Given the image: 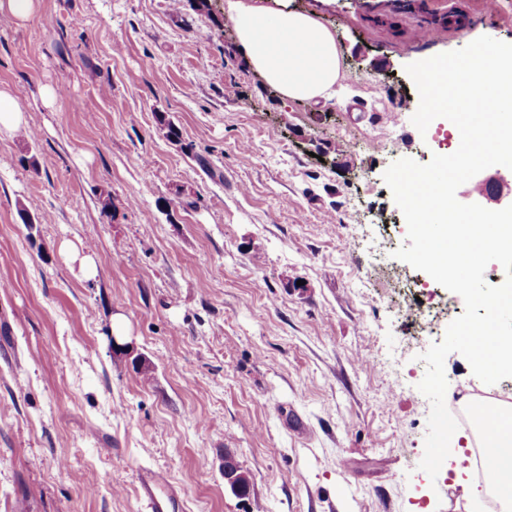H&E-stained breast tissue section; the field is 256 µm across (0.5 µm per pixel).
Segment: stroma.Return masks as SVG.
<instances>
[{
  "label": "stroma",
  "instance_id": "stroma-1",
  "mask_svg": "<svg viewBox=\"0 0 512 512\" xmlns=\"http://www.w3.org/2000/svg\"><path fill=\"white\" fill-rule=\"evenodd\" d=\"M448 2L290 0L342 53L316 104L270 92L224 0H39L0 24V89L26 118L0 135V512H141L143 468L184 512H493L473 453L419 467L420 356L462 298L436 288L414 325L390 308L429 276L393 256L407 227L383 175L443 148L412 123L406 67L512 43V0H456L463 30ZM491 177L497 202L477 191ZM457 198L511 205L512 170ZM445 373L459 433L461 396L512 402L459 353Z\"/></svg>",
  "mask_w": 512,
  "mask_h": 512
}]
</instances>
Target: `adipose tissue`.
Segmentation results:
<instances>
[{"mask_svg": "<svg viewBox=\"0 0 512 512\" xmlns=\"http://www.w3.org/2000/svg\"><path fill=\"white\" fill-rule=\"evenodd\" d=\"M224 16L237 33L248 66L280 98H329L341 57L335 33L313 12L288 0H224ZM474 439L489 463L502 512H512V404L487 400Z\"/></svg>", "mask_w": 512, "mask_h": 512, "instance_id": "obj_1", "label": "adipose tissue"}]
</instances>
